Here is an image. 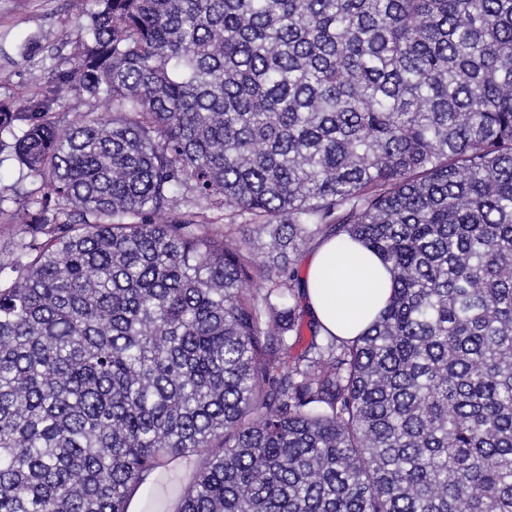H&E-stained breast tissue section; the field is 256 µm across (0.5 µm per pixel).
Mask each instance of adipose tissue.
Returning <instances> with one entry per match:
<instances>
[{
    "label": "adipose tissue",
    "mask_w": 512,
    "mask_h": 512,
    "mask_svg": "<svg viewBox=\"0 0 512 512\" xmlns=\"http://www.w3.org/2000/svg\"><path fill=\"white\" fill-rule=\"evenodd\" d=\"M391 294L380 257L361 244L329 241L308 260L307 306L330 333L351 339L365 331Z\"/></svg>",
    "instance_id": "adipose-tissue-1"
}]
</instances>
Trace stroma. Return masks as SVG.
<instances>
[{
  "instance_id": "35a3bbf8",
  "label": "stroma",
  "mask_w": 512,
  "mask_h": 512,
  "mask_svg": "<svg viewBox=\"0 0 512 512\" xmlns=\"http://www.w3.org/2000/svg\"><path fill=\"white\" fill-rule=\"evenodd\" d=\"M94 0H0V99L44 91L60 55L74 52Z\"/></svg>"
}]
</instances>
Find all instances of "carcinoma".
<instances>
[{
    "label": "carcinoma",
    "mask_w": 512,
    "mask_h": 512,
    "mask_svg": "<svg viewBox=\"0 0 512 512\" xmlns=\"http://www.w3.org/2000/svg\"><path fill=\"white\" fill-rule=\"evenodd\" d=\"M96 3L0 100V512H512V0ZM333 238L392 295L293 354ZM0 147V174L10 183L16 181L19 175L18 163L14 157L11 143L13 142L8 134H3Z\"/></svg>",
    "instance_id": "carcinoma-1"
}]
</instances>
